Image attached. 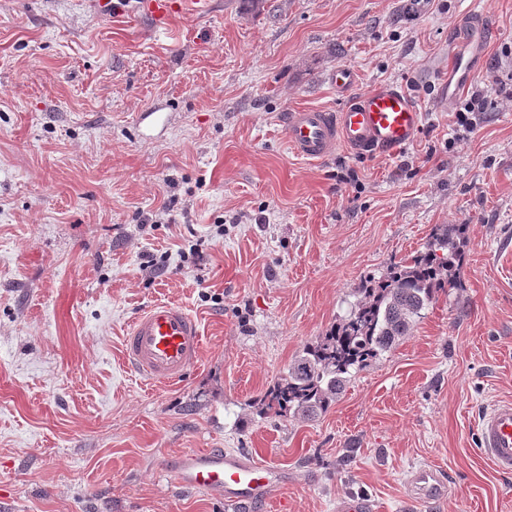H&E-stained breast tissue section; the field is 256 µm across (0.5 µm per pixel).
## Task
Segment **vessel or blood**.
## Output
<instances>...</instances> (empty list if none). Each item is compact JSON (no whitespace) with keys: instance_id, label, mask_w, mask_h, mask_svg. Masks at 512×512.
<instances>
[{"instance_id":"b4317fda","label":"vessel or blood","mask_w":512,"mask_h":512,"mask_svg":"<svg viewBox=\"0 0 512 512\" xmlns=\"http://www.w3.org/2000/svg\"><path fill=\"white\" fill-rule=\"evenodd\" d=\"M180 7L178 0H141V8L164 26ZM489 25L473 18L455 41L448 80L455 87L468 85L480 72ZM331 81L339 92L353 98L340 111L306 107L288 112L284 132L294 154L310 161L331 156L337 147L358 155H393L409 146L419 133L423 112L402 88L380 84L354 92L355 74L337 69ZM123 356L130 369L147 385L179 382L197 365L202 352L198 320L183 308L165 301L153 303L132 323L123 338ZM479 450L501 474H512V400H500L478 419ZM176 482L195 491H216L251 512L265 502L280 479L278 471L220 448L189 450L176 456L172 466ZM448 484L437 468L424 465L411 471L406 500L411 504L443 498Z\"/></svg>"}]
</instances>
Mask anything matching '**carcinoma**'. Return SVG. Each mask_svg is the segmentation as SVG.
Returning <instances> with one entry per match:
<instances>
[{
	"instance_id": "cac0c4a2",
	"label": "carcinoma",
	"mask_w": 512,
	"mask_h": 512,
	"mask_svg": "<svg viewBox=\"0 0 512 512\" xmlns=\"http://www.w3.org/2000/svg\"><path fill=\"white\" fill-rule=\"evenodd\" d=\"M464 233L461 224L438 225L424 251L370 280L348 315L306 345L259 399L256 415L309 418L326 412L356 373L411 334L439 294L461 287Z\"/></svg>"
}]
</instances>
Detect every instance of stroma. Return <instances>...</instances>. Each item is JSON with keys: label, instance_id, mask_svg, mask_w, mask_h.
<instances>
[{"label": "stroma", "instance_id": "1", "mask_svg": "<svg viewBox=\"0 0 512 512\" xmlns=\"http://www.w3.org/2000/svg\"><path fill=\"white\" fill-rule=\"evenodd\" d=\"M489 17L474 132L448 91V43ZM404 87L424 113L394 156L296 157L302 106ZM512 0H211L164 28L137 0H0V512H227L170 465L221 448L283 471L253 512H413L406 478L440 467L430 512H512V476L477 421L512 399ZM165 113L167 122L156 119ZM463 224L462 285L352 377L327 412L262 418L253 403L366 280ZM156 259L166 273L146 278ZM202 332L178 384L149 387L123 337L156 301ZM347 467H340L343 455Z\"/></svg>", "mask_w": 512, "mask_h": 512}]
</instances>
